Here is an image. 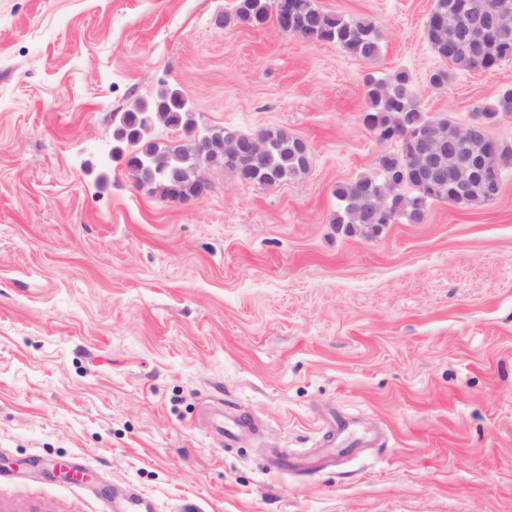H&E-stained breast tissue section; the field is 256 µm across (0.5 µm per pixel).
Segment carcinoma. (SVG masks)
Here are the masks:
<instances>
[{
  "label": "carcinoma",
  "mask_w": 512,
  "mask_h": 512,
  "mask_svg": "<svg viewBox=\"0 0 512 512\" xmlns=\"http://www.w3.org/2000/svg\"><path fill=\"white\" fill-rule=\"evenodd\" d=\"M286 6L299 24L301 38L334 43L368 61L379 55V38L372 23L325 11L315 0H286ZM492 7L512 14V0H434L426 32L435 53L457 68L470 71L493 70L499 62L512 57V34L507 37L491 34L476 41L463 40L458 35L464 16H478ZM277 11L278 0H237L234 13L216 16L214 24L223 27L235 22L260 27ZM366 98L365 125L381 141L400 142V150L379 156L378 172L336 184L334 194L340 201L332 220L336 229L346 235L370 237L379 233L381 225L402 218L411 223L421 222L432 201L445 200L450 205L467 207L494 200V196L476 186L461 200L455 198L451 189L428 195V183L422 175L425 161L416 148L414 133L430 130L437 154L447 168L458 166L460 155L450 154L444 148L440 126L448 123V119L424 115L407 72L368 79ZM500 113H512V89L502 91L494 105L478 110L476 117L489 125ZM158 121L175 128H193L191 112L180 92L164 90L151 102L123 113L114 133L115 140L128 146L126 166L139 184L157 189L171 200L189 196L196 191L191 167L196 158L212 153L213 144L203 137L187 147L151 142L147 134ZM266 135L270 141L269 152L258 158L243 180L275 186L308 172L310 155H302L303 144L299 138L281 129H268ZM408 187L413 194L406 193ZM383 197L387 198L388 215L375 216L373 205Z\"/></svg>",
  "instance_id": "cac0c4a2"
}]
</instances>
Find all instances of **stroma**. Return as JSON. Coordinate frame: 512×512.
Returning <instances> with one entry per match:
<instances>
[{"mask_svg":"<svg viewBox=\"0 0 512 512\" xmlns=\"http://www.w3.org/2000/svg\"><path fill=\"white\" fill-rule=\"evenodd\" d=\"M235 2L0 0V512H512V165L487 203L332 222L399 149L363 123L367 77L408 72L461 124L512 58L435 87L434 0H317L376 25L373 62L216 28ZM165 89L197 129L301 138L309 171L141 187L113 132ZM227 405L260 426L229 448ZM340 420L381 437L337 455Z\"/></svg>","mask_w":512,"mask_h":512,"instance_id":"stroma-1","label":"stroma"}]
</instances>
